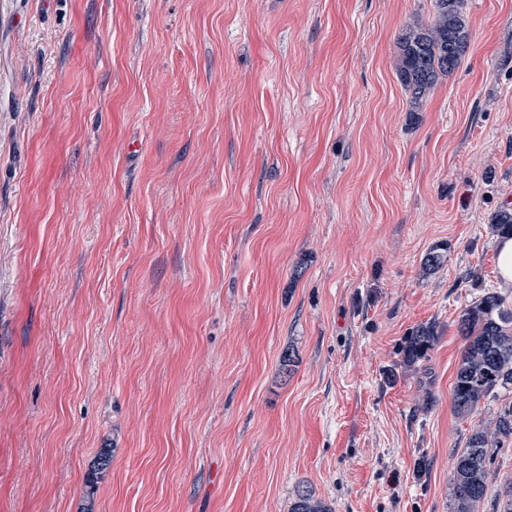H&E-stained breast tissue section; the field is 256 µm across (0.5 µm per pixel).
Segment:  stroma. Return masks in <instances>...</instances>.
<instances>
[{"label": "stroma", "mask_w": 512, "mask_h": 512, "mask_svg": "<svg viewBox=\"0 0 512 512\" xmlns=\"http://www.w3.org/2000/svg\"><path fill=\"white\" fill-rule=\"evenodd\" d=\"M433 14L0 0V512H451L512 402L451 399L461 311L512 309V0H465L414 112L398 39ZM500 279L506 286H512V238L499 237L497 240ZM437 332L433 325L420 326L406 338L402 349L403 364L412 366L419 361L435 343ZM290 512H329L324 502L315 496L314 490L306 485L299 486Z\"/></svg>", "instance_id": "stroma-1"}]
</instances>
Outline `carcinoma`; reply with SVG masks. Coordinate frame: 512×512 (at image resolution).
Segmentation results:
<instances>
[{"instance_id":"carcinoma-1","label":"carcinoma","mask_w":512,"mask_h":512,"mask_svg":"<svg viewBox=\"0 0 512 512\" xmlns=\"http://www.w3.org/2000/svg\"><path fill=\"white\" fill-rule=\"evenodd\" d=\"M464 0H435V14L425 23L414 22L399 39L397 67L411 111L421 109L438 81L461 64L470 43L468 23L462 13ZM491 227L512 235V210L492 217ZM458 332L466 344L453 383L452 400L460 416L473 414L481 402L500 391L512 392V309L502 298L488 292L462 310ZM435 326H420L406 338L403 364L412 366L435 343ZM512 439V403L504 406L493 435L475 428L465 448L454 456L450 479L452 512H473L489 490L492 465L498 451ZM290 512H329L324 502L306 485L298 487Z\"/></svg>"}]
</instances>
